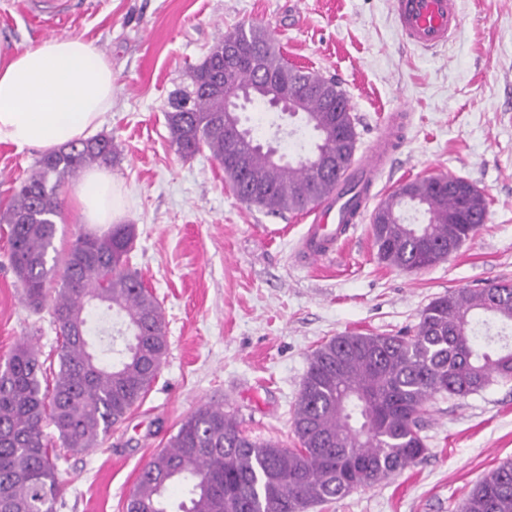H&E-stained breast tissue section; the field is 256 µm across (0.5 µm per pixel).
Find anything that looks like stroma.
Wrapping results in <instances>:
<instances>
[{
  "mask_svg": "<svg viewBox=\"0 0 512 512\" xmlns=\"http://www.w3.org/2000/svg\"><path fill=\"white\" fill-rule=\"evenodd\" d=\"M463 26L424 51L401 37L391 0H93L60 21L112 61L111 171L121 223L137 227L130 265L164 309L169 342L143 402L96 448L60 462L56 512H124L136 478L200 405L237 415L250 437L297 447L293 416L311 352L341 333L395 335L436 296L512 280V0H457ZM266 27L289 64L335 79L346 92L364 158L394 110L410 120L376 186L450 174L484 195L488 218L447 259L401 271L377 258L363 218L335 258L301 264L307 213L272 215L240 201L209 151L180 156L166 125L168 100L215 38ZM21 0H0V54L37 44ZM253 136L296 155L311 137L299 118L256 105ZM41 151L0 143V208ZM54 246L66 253L88 232L71 197ZM29 340L48 374L59 368L50 308L23 300L0 229V364ZM427 450L403 471L310 512H458L488 472L512 458V383L464 397H435L422 431Z\"/></svg>",
  "mask_w": 512,
  "mask_h": 512,
  "instance_id": "35a3bbf8",
  "label": "stroma"
}]
</instances>
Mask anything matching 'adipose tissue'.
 <instances>
[{"instance_id":"1","label":"adipose tissue","mask_w":512,"mask_h":512,"mask_svg":"<svg viewBox=\"0 0 512 512\" xmlns=\"http://www.w3.org/2000/svg\"><path fill=\"white\" fill-rule=\"evenodd\" d=\"M112 108V63L80 38H48L0 56V143L46 151L86 139ZM72 198L88 224L121 213L109 169L87 171Z\"/></svg>"}]
</instances>
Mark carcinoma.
I'll list each match as a JSON object with an SVG mask.
<instances>
[{
  "mask_svg": "<svg viewBox=\"0 0 512 512\" xmlns=\"http://www.w3.org/2000/svg\"><path fill=\"white\" fill-rule=\"evenodd\" d=\"M226 39L255 54L227 84ZM261 68L288 83L310 75L288 64L262 26L221 34L190 71L191 90L169 101L171 142L183 157L208 149L250 205L271 214L309 210L333 192L326 188L324 160L336 156L344 168L354 160L356 127L342 105L347 95L327 81L341 103L334 115L321 97L302 99L313 142L285 161L256 142L241 113L224 112L226 85L267 101L273 89L255 77ZM229 151L243 157L242 168L224 164ZM116 158L105 135L45 152L0 210L22 297L35 310L50 307L60 338L52 385L42 387L43 363L25 341L0 370V512H56L58 448L81 453L97 447L144 399L168 350L161 304L129 265L136 225L83 233L64 256L51 255L60 187ZM434 183L431 177L411 181L376 206L384 223L371 231L381 262L405 271L428 268L446 258L449 240L481 229L479 217L488 212L481 191L461 201ZM254 188L261 193L251 199ZM409 205L423 214V223L406 218ZM509 381L512 281L450 291L430 301L403 334L344 333L312 351L293 418L297 448L254 440L235 415L199 407L141 469L125 512H309L416 462L426 451L422 421L434 397L467 396ZM175 486L184 491L176 504L170 497ZM459 512H512L511 458L474 486Z\"/></svg>",
  "mask_w": 512,
  "mask_h": 512,
  "instance_id": "carcinoma-1",
  "label": "carcinoma"
}]
</instances>
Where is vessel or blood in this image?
Wrapping results in <instances>:
<instances>
[{"mask_svg": "<svg viewBox=\"0 0 512 512\" xmlns=\"http://www.w3.org/2000/svg\"><path fill=\"white\" fill-rule=\"evenodd\" d=\"M76 0H24L37 33L50 32L53 20L71 12ZM398 29L406 42L421 48L434 49L445 45L459 31L462 17L457 0H392ZM404 112L394 113L383 135L372 146L368 157L349 169V176L376 185L386 159L393 150L404 122ZM339 196L326 198L314 208L311 222L298 250L301 262L327 258L336 251L338 243L347 238L349 213L340 208Z\"/></svg>", "mask_w": 512, "mask_h": 512, "instance_id": "vessel-or-blood-1", "label": "vessel or blood"}]
</instances>
